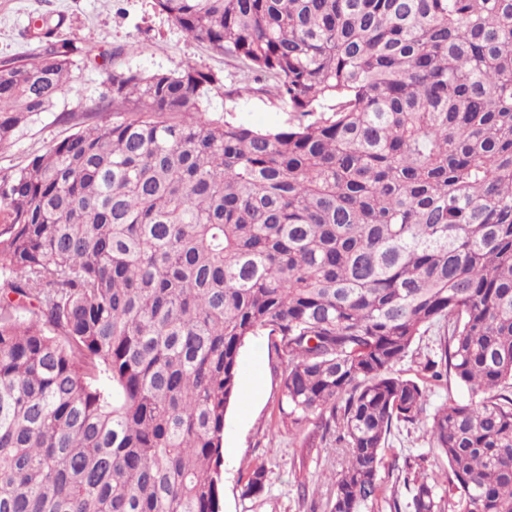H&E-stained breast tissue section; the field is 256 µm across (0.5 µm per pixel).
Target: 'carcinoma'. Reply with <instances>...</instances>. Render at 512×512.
I'll use <instances>...</instances> for the list:
<instances>
[{"label": "carcinoma", "instance_id": "carcinoma-1", "mask_svg": "<svg viewBox=\"0 0 512 512\" xmlns=\"http://www.w3.org/2000/svg\"><path fill=\"white\" fill-rule=\"evenodd\" d=\"M155 5L297 122L207 117L210 71L114 70L92 113L120 119L0 176V512H221L261 331L285 418L347 449L328 512H374L401 422L447 461L406 508L512 512V0ZM74 70L67 42L0 62L1 145ZM450 375L470 400L426 415ZM440 337L436 329L417 336L408 356L396 366L398 374L407 378H415L418 369L417 362H424L427 358L437 360L440 355Z\"/></svg>", "mask_w": 512, "mask_h": 512}]
</instances>
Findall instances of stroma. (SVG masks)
Instances as JSON below:
<instances>
[{
    "instance_id": "obj_1",
    "label": "stroma",
    "mask_w": 512,
    "mask_h": 512,
    "mask_svg": "<svg viewBox=\"0 0 512 512\" xmlns=\"http://www.w3.org/2000/svg\"><path fill=\"white\" fill-rule=\"evenodd\" d=\"M44 17L62 18L51 38L34 26ZM73 43L76 79L55 108L34 119L12 143L0 146V175L9 173L53 143L73 133L65 111L86 112L105 92L115 69L179 72L196 66L215 73L203 108L210 117L231 118L255 128L287 126L293 115L263 94L230 95L239 79L235 63L206 50L154 0H0V61L41 52L48 42ZM266 335L249 337L241 353L240 392L230 404L224 429V512H325L332 479L347 464L345 451L327 438L302 451L300 438L313 420L291 426L281 411V384ZM391 456L424 454L427 472H442L446 463L430 450L422 425L398 423L388 436ZM264 467L268 480L262 495L241 496L253 469Z\"/></svg>"
}]
</instances>
